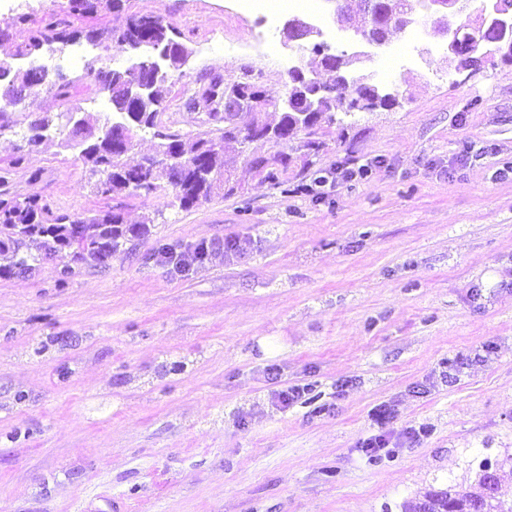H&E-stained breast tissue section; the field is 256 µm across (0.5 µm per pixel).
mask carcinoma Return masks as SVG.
Returning a JSON list of instances; mask_svg holds the SVG:
<instances>
[{"mask_svg":"<svg viewBox=\"0 0 512 512\" xmlns=\"http://www.w3.org/2000/svg\"><path fill=\"white\" fill-rule=\"evenodd\" d=\"M70 12L77 15L94 14L100 7L118 9L121 0H69ZM363 10L361 26L365 28L361 38L378 45L388 37V21L399 19L408 12L421 6V0H362ZM502 25L497 16L488 15L484 28L470 24L460 27L453 35L457 44L468 47L476 42L481 47L494 44L504 48L498 42L502 37ZM175 27L160 15H143L131 19L126 25L114 27L109 36L113 48L129 56L131 64L123 70L89 68L87 76L101 87L119 86L126 80H154L152 69L140 65L147 56L167 53L168 40L172 38ZM78 38V34L58 23L51 22L30 32L28 37L16 44L14 56L25 57L37 54L44 45L52 42L68 43ZM349 55H336L334 61L321 60L324 70L331 75L327 86L335 90L333 98L318 104L310 113L296 101L290 108L285 103L295 95L288 89L284 96L267 89L269 109L278 113L275 124L266 122L263 117L251 111L248 101L230 100L224 104V125L229 130H220L219 134L199 136L186 140L177 133H164L156 130L159 112L143 111L121 96H110L112 115H93L75 107L69 112L52 115L48 112L28 111L24 121L14 118L17 102L10 95L19 90L27 99L37 96L40 88L55 91L65 98L68 95L69 82L54 80L48 71L27 69L20 72L7 60H0V137L17 135L21 137L18 150L37 148L47 133L71 124L72 116H77L79 126L70 131L62 146L69 149L80 148L79 156L93 179V188L101 196H140L145 193L143 185L152 190L166 182L176 191V198L184 209H189L211 198L217 189L224 194L234 193L226 176L227 167L234 163L235 155L246 152L250 144L258 141L288 142L303 137L298 149L317 153L323 143L315 138L324 123L333 122V114L338 110L352 108L353 101L366 100L373 96V89L365 77L345 68ZM179 70L178 58L169 56L164 70L165 77L154 80V97L162 103L161 87L174 71ZM154 131L157 138L155 151L141 161L130 166L126 157L137 150L139 133ZM292 162L290 154L282 151L273 155H249L251 171L274 185L281 184L279 175L288 171ZM137 235V231L124 225L121 213L113 210L100 211L96 215L71 220L64 215H54L49 206L40 198L22 197L5 193L0 196V256H11L6 270L20 268L28 270L37 259L19 255L20 246L26 239L41 237L47 246V254L55 255L69 252L76 261H91L104 266L112 256V250L128 236ZM474 496L466 492L433 491L426 495L430 512H444L453 504L459 508L472 505Z\"/></svg>","mask_w":512,"mask_h":512,"instance_id":"1","label":"carcinoma"}]
</instances>
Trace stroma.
Segmentation results:
<instances>
[{
  "mask_svg": "<svg viewBox=\"0 0 512 512\" xmlns=\"http://www.w3.org/2000/svg\"><path fill=\"white\" fill-rule=\"evenodd\" d=\"M93 33L109 64L110 28L159 14L193 51L173 72L158 123L193 138L218 129L189 98L218 80L285 91L284 36L260 42L231 0H124L70 14L68 0H0V30L20 13ZM385 72L395 105L338 114L315 168L369 166L309 194L301 152L282 185L231 169L233 195L182 209L173 189L95 195L77 151L54 134L19 155L0 137L5 188L83 219L112 207L146 234L107 267L46 256L41 239L0 256V512H405L430 490L480 493L479 465L500 463L512 501V62L449 68L439 37ZM72 100L93 111L80 71ZM208 257L182 272L160 245ZM304 393L282 405L281 391ZM393 435L426 427L390 456L360 449L374 407Z\"/></svg>",
  "mask_w": 512,
  "mask_h": 512,
  "instance_id": "obj_1",
  "label": "stroma"
}]
</instances>
